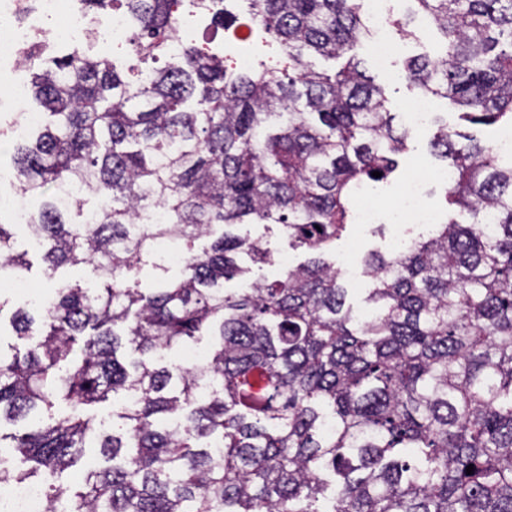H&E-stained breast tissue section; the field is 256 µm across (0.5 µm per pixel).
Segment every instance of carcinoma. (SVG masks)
Here are the masks:
<instances>
[{
	"instance_id": "cac0c4a2",
	"label": "carcinoma",
	"mask_w": 512,
	"mask_h": 512,
	"mask_svg": "<svg viewBox=\"0 0 512 512\" xmlns=\"http://www.w3.org/2000/svg\"><path fill=\"white\" fill-rule=\"evenodd\" d=\"M79 2L127 17L131 59L178 62L125 74L42 38L22 54L41 108L12 141L15 192L42 196L28 235L49 269L92 263L102 287L11 312L25 344L0 345V424L35 426L11 436L30 466L0 463V485L63 472L95 439L104 465L70 512H512V161L439 130L446 202L473 223L369 254L360 314L325 254L356 189L388 181L411 140L363 57L364 0ZM409 2L441 49L403 78L470 123L512 125V0ZM315 55L344 64L318 71ZM156 208L163 223L141 222ZM245 223L311 257L251 277L240 260L272 251L227 231ZM161 238L187 262L145 289L137 265ZM11 240L0 223V271L23 281ZM205 336V364L167 360Z\"/></svg>"
}]
</instances>
